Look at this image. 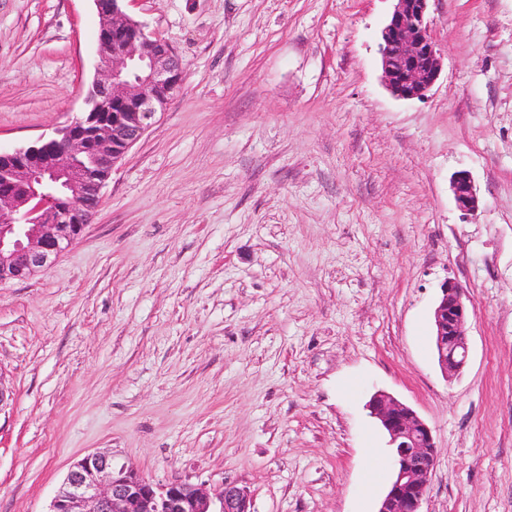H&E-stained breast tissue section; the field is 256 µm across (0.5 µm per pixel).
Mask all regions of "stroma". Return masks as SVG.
I'll return each mask as SVG.
<instances>
[{"label": "stroma", "instance_id": "1", "mask_svg": "<svg viewBox=\"0 0 512 512\" xmlns=\"http://www.w3.org/2000/svg\"><path fill=\"white\" fill-rule=\"evenodd\" d=\"M185 79L82 236L0 284V512L74 462L250 489L254 512H373L365 408L433 431L424 512H512V0H432L427 100L382 81L392 0H124ZM93 0H0V150L79 116ZM469 171L464 216L450 179ZM464 291L444 378L431 315ZM457 207L466 214H474L479 209V196L477 188L470 173L466 170H459L454 173L450 181ZM468 316L469 309L460 288L445 280L440 286L432 323L438 364L447 379L458 375L467 363L469 347L465 324Z\"/></svg>", "mask_w": 512, "mask_h": 512}]
</instances>
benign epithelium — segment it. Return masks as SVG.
<instances>
[{
  "instance_id": "7a95c632",
  "label": "benign epithelium",
  "mask_w": 512,
  "mask_h": 512,
  "mask_svg": "<svg viewBox=\"0 0 512 512\" xmlns=\"http://www.w3.org/2000/svg\"><path fill=\"white\" fill-rule=\"evenodd\" d=\"M121 2L94 0L102 68L83 117L55 137L0 152V284L43 274L69 250L90 223L112 168L183 84L176 50L129 16ZM430 2L395 0L382 30V78L396 98H425L442 71ZM450 189L461 211H478L468 171L455 172ZM468 316L460 288L444 281L432 323L438 364L447 378L467 363ZM368 408L387 433L394 458V478L377 512H422L438 452L431 428L385 391L374 393ZM50 512H252V501L245 487L231 482L218 489L186 481L155 483L127 466L115 468L112 453L98 451L72 466Z\"/></svg>"
}]
</instances>
